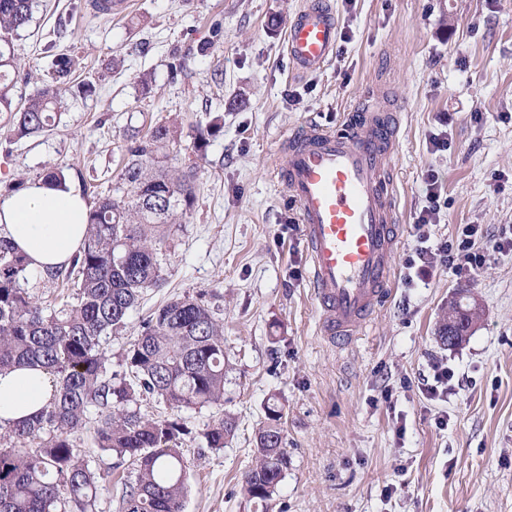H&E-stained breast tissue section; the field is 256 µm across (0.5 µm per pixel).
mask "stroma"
<instances>
[{
	"mask_svg": "<svg viewBox=\"0 0 512 512\" xmlns=\"http://www.w3.org/2000/svg\"><path fill=\"white\" fill-rule=\"evenodd\" d=\"M89 2L36 0L15 42L25 75L17 93L49 80L60 53L75 62L74 86L93 90L69 98L60 124L39 137L14 138L0 114V197L62 167L93 201L123 185L128 125L188 132L223 116L206 157L187 138L174 153L176 165L199 168L194 209L160 250L162 286L106 342L119 356L149 313L183 295H203L224 322L223 402L178 413L189 429L184 512H250L242 484L273 403L290 463L269 512H512V252L494 249L500 226L512 225V0H325L340 37L309 73L286 54L306 0H128L109 17ZM116 52L123 62L113 68ZM145 73L147 97L137 84ZM379 99L404 105L390 161L402 242L385 305L366 333L333 346L319 333L307 244L275 169L293 134L337 128ZM443 128L448 148L432 151L428 138ZM430 171L448 198L432 239L481 225L487 263L462 278L440 263L409 287L405 260ZM460 292L475 297L479 317L448 347L437 329ZM437 364L460 385L433 399L426 382ZM227 415L233 436L208 448L204 431ZM78 436L112 475L96 512H119L128 466L96 448L92 426Z\"/></svg>",
	"mask_w": 512,
	"mask_h": 512,
	"instance_id": "1",
	"label": "stroma"
}]
</instances>
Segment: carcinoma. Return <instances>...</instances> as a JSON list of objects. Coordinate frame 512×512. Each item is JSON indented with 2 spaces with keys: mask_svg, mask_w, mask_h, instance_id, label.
I'll use <instances>...</instances> for the list:
<instances>
[{
  "mask_svg": "<svg viewBox=\"0 0 512 512\" xmlns=\"http://www.w3.org/2000/svg\"><path fill=\"white\" fill-rule=\"evenodd\" d=\"M33 0H0V112L10 132L23 139L57 126L71 93L69 57L53 61L51 81L15 101L19 57L15 40L32 20ZM224 128L214 117L193 130L192 148L206 156L210 139ZM183 129L157 123L144 134L127 129L121 179L126 192L90 207L83 247L69 264L41 275L74 288L71 299L43 305L23 284L31 272L11 242L0 236V373L40 366L54 379V393L40 416L0 436V512H95L98 488L108 475L90 464L77 433L95 414L99 450L132 467L121 512H183L187 461L179 448L184 426L142 412L153 398L170 409L224 400V325L202 297L184 295L154 309L122 356L125 376H107L104 340L127 327L145 292L162 286L157 245L169 239L195 205L197 167L169 164ZM473 315L453 303L442 319L466 333ZM282 409L266 408L258 431L255 465L244 478V497L267 510L288 470ZM236 422L227 415L204 432L207 446L224 447Z\"/></svg>",
  "mask_w": 512,
  "mask_h": 512,
  "instance_id": "carcinoma-1",
  "label": "carcinoma"
}]
</instances>
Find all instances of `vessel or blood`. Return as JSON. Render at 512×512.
Returning <instances> with one entry per match:
<instances>
[{"label":"vessel or blood","instance_id":"1","mask_svg":"<svg viewBox=\"0 0 512 512\" xmlns=\"http://www.w3.org/2000/svg\"><path fill=\"white\" fill-rule=\"evenodd\" d=\"M337 35L332 9L308 0L287 30L297 71L321 68ZM398 109L391 102L351 113L339 128L298 133L276 170L297 206L320 331L333 344L352 340L390 291L400 226L387 160L397 147Z\"/></svg>","mask_w":512,"mask_h":512}]
</instances>
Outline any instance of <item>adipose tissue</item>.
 <instances>
[{
    "label": "adipose tissue",
    "mask_w": 512,
    "mask_h": 512,
    "mask_svg": "<svg viewBox=\"0 0 512 512\" xmlns=\"http://www.w3.org/2000/svg\"><path fill=\"white\" fill-rule=\"evenodd\" d=\"M89 207L69 182L38 179L0 197V235L27 256L36 273L67 264L82 246ZM54 391L52 376L37 367L0 373V427L35 418Z\"/></svg>",
    "instance_id": "1"
}]
</instances>
